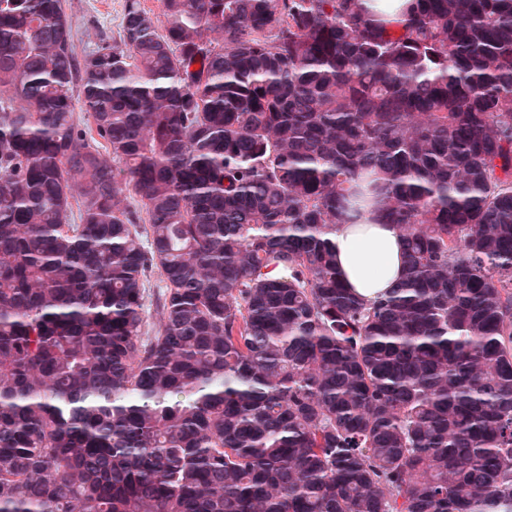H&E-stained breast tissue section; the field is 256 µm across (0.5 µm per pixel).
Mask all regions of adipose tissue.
<instances>
[{
    "label": "adipose tissue",
    "instance_id": "obj_1",
    "mask_svg": "<svg viewBox=\"0 0 512 512\" xmlns=\"http://www.w3.org/2000/svg\"><path fill=\"white\" fill-rule=\"evenodd\" d=\"M329 239L340 281L362 300L390 291L405 273L406 244L396 225L339 224Z\"/></svg>",
    "mask_w": 512,
    "mask_h": 512
}]
</instances>
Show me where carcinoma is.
I'll return each instance as SVG.
<instances>
[{"mask_svg":"<svg viewBox=\"0 0 512 512\" xmlns=\"http://www.w3.org/2000/svg\"><path fill=\"white\" fill-rule=\"evenodd\" d=\"M160 2L0 0V512H512V0ZM125 0H64L71 17L78 56L102 43L119 44L118 31ZM329 239L345 288L373 301L395 288L406 269V244L396 224H336Z\"/></svg>","mask_w":512,"mask_h":512,"instance_id":"1","label":"carcinoma"}]
</instances>
